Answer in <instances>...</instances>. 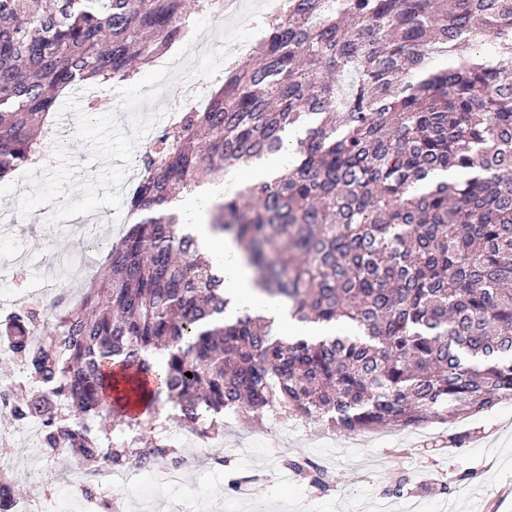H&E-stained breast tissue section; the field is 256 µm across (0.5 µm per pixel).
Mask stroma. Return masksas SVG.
<instances>
[{"instance_id":"stroma-1","label":"stroma","mask_w":512,"mask_h":512,"mask_svg":"<svg viewBox=\"0 0 512 512\" xmlns=\"http://www.w3.org/2000/svg\"><path fill=\"white\" fill-rule=\"evenodd\" d=\"M28 186L16 178L0 182V266L14 273L11 288L0 287V301L10 289L37 294L53 305L59 286L80 300L88 282L104 271L107 246L122 231L112 210L95 212L106 247L88 251L76 224L56 223L53 234L42 226L51 206L27 216L16 212L17 199ZM271 417L256 421L234 418V435L253 441L256 455L246 460L226 454L215 443L202 442L186 427H178L176 445L190 463L185 481L195 512H218L222 504H236L231 483L247 482L248 499L263 503L268 512H375L380 497L392 506L408 496L422 499L426 512H512V423L501 406L473 413L449 423L446 439L425 443L412 430H398L386 445L377 444L376 431L345 434L308 421L294 436L280 437ZM299 464L301 478L277 479L283 463ZM78 462L64 456L45 458L39 483H32L30 458H21L9 471L17 496H30L35 487L51 497L68 499L73 487L62 478L72 475Z\"/></svg>"}]
</instances>
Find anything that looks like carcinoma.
I'll use <instances>...</instances> for the list:
<instances>
[{
	"label": "carcinoma",
	"instance_id": "1",
	"mask_svg": "<svg viewBox=\"0 0 512 512\" xmlns=\"http://www.w3.org/2000/svg\"><path fill=\"white\" fill-rule=\"evenodd\" d=\"M183 6L0 0V182L43 162L62 94L130 78L178 41ZM253 52L140 156L104 277L61 316L35 304L0 329L39 384L12 395L15 417L53 395L68 406L46 416L45 453L88 470L169 457L142 446L162 402L212 438L242 404L361 433L512 397V0H286ZM285 151L288 169L225 193L209 231L329 336L224 321V277L169 211L201 175ZM112 389L147 416L113 407ZM93 416L137 439L101 452Z\"/></svg>",
	"mask_w": 512,
	"mask_h": 512
}]
</instances>
